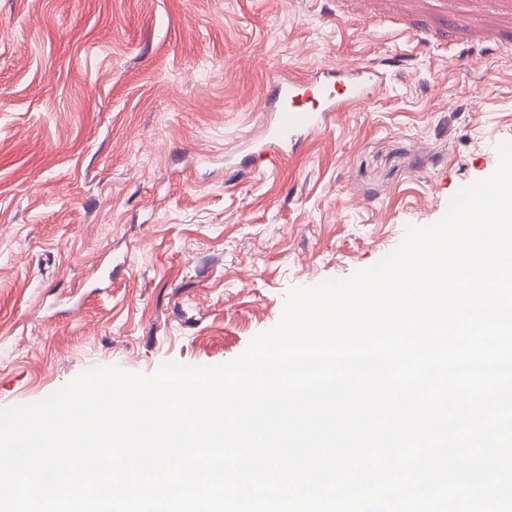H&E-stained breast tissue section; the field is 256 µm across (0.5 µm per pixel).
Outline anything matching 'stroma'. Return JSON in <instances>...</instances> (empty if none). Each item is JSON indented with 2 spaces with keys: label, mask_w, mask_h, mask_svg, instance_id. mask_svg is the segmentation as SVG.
I'll use <instances>...</instances> for the list:
<instances>
[{
  "label": "stroma",
  "mask_w": 512,
  "mask_h": 512,
  "mask_svg": "<svg viewBox=\"0 0 512 512\" xmlns=\"http://www.w3.org/2000/svg\"><path fill=\"white\" fill-rule=\"evenodd\" d=\"M510 52L512 0H0V408L233 360L438 221L512 142ZM336 62L389 79L272 159L271 73Z\"/></svg>",
  "instance_id": "obj_1"
}]
</instances>
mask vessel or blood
Instances as JSON below:
<instances>
[{
	"instance_id": "1",
	"label": "vessel or blood",
	"mask_w": 512,
	"mask_h": 512,
	"mask_svg": "<svg viewBox=\"0 0 512 512\" xmlns=\"http://www.w3.org/2000/svg\"><path fill=\"white\" fill-rule=\"evenodd\" d=\"M276 93L265 102L270 119L264 137L273 150L295 151L308 137L325 130L335 113L359 108L384 74L355 65H326L303 72H275Z\"/></svg>"
}]
</instances>
